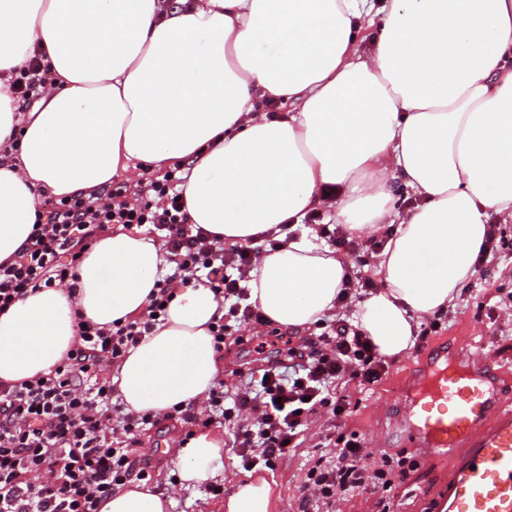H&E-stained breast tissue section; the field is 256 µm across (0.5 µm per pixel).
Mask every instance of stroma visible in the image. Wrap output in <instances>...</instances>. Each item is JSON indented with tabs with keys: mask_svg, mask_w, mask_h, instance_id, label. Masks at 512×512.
Returning <instances> with one entry per match:
<instances>
[{
	"mask_svg": "<svg viewBox=\"0 0 512 512\" xmlns=\"http://www.w3.org/2000/svg\"><path fill=\"white\" fill-rule=\"evenodd\" d=\"M502 248L486 255L482 264L456 300L449 321L437 332H429L428 320H421L420 330L429 337L423 351H408L389 359V373L373 390L353 393V408L342 418L346 429L357 432L370 441L372 461L382 455L405 452L418 459V465L403 484L391 492L394 512H437L439 492L448 479L451 466L445 459H428L418 449L393 436L391 427L404 410L400 392L406 379L414 374L426 355L440 348L454 351L471 350L485 354L491 370L503 378L512 379V221L504 223L492 217ZM329 424L327 414L314 417L305 432V442L294 456L263 469V476L276 483L278 496L274 512H299L301 486L310 466L312 448L318 443ZM188 425L177 420L163 419L147 430L140 451L135 456L137 466H149L148 488L171 495L169 512H222L223 493L234 482L245 477L247 470L233 448V428L220 426L224 436V468L214 482L223 489L221 495L206 493L204 485L187 486L178 483L179 466L172 452L173 440L184 437Z\"/></svg>",
	"mask_w": 512,
	"mask_h": 512,
	"instance_id": "obj_1",
	"label": "stroma"
}]
</instances>
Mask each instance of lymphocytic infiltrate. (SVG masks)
<instances>
[{
  "instance_id": "1",
  "label": "lymphocytic infiltrate",
  "mask_w": 512,
  "mask_h": 512,
  "mask_svg": "<svg viewBox=\"0 0 512 512\" xmlns=\"http://www.w3.org/2000/svg\"><path fill=\"white\" fill-rule=\"evenodd\" d=\"M176 181L171 171L144 186L120 182L96 194L47 201L45 222L34 225L13 258L0 262V312L28 290L74 279L83 251L106 229L151 226L171 263L141 316L108 328L79 322L74 349L54 371L14 384L0 381V512H99L112 491L148 478L132 457L157 418L125 412L105 370L152 331L177 284L214 292L222 311L210 326L216 354L224 352L226 333L250 324L262 329L276 355L235 388L216 383L200 405L173 408L172 417L191 426L234 423L245 467L270 468L299 448L309 420L326 412L331 424L319 442L323 454L306 472L303 506L335 512L341 498L371 492L380 496V512H390L386 494L416 460L386 454L380 464H368L361 436L340 423L351 409L350 388L371 390L388 364L343 317L299 345L270 328L247 302L253 249L226 244L189 223Z\"/></svg>"
}]
</instances>
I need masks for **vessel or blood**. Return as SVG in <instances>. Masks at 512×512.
<instances>
[{
    "instance_id": "b4317fda",
    "label": "vessel or blood",
    "mask_w": 512,
    "mask_h": 512,
    "mask_svg": "<svg viewBox=\"0 0 512 512\" xmlns=\"http://www.w3.org/2000/svg\"><path fill=\"white\" fill-rule=\"evenodd\" d=\"M500 388L480 353L457 366L426 358L405 388L396 433L454 462L441 512H512V410L499 406Z\"/></svg>"
}]
</instances>
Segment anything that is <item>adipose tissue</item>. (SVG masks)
Segmentation results:
<instances>
[{
  "instance_id": "1",
  "label": "adipose tissue",
  "mask_w": 512,
  "mask_h": 512,
  "mask_svg": "<svg viewBox=\"0 0 512 512\" xmlns=\"http://www.w3.org/2000/svg\"><path fill=\"white\" fill-rule=\"evenodd\" d=\"M379 15L358 52L365 17ZM49 85L24 108L15 80L34 49ZM294 112L269 118L259 101ZM192 168L190 223L258 248L249 298L299 332L333 318L348 263L303 219L329 208L353 235L387 233L381 285L350 322L387 358L420 320L452 308L493 229L512 220V0H0V261L30 234L43 196L90 192L119 172ZM419 203L395 208L397 186ZM282 245L265 247L267 232ZM163 253L142 232L98 237L75 288H43L0 313V380L47 374L79 320L140 316ZM206 286L180 288L165 319L112 377L126 411L199 404L219 377ZM179 478L222 467L224 437L177 448ZM247 475L224 512H271ZM167 493L130 481L99 512H168Z\"/></svg>"
}]
</instances>
